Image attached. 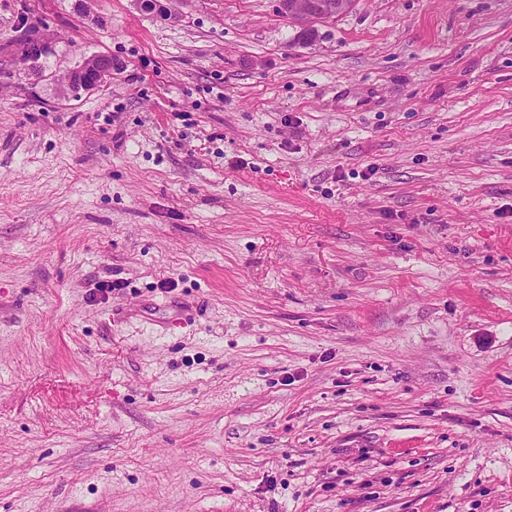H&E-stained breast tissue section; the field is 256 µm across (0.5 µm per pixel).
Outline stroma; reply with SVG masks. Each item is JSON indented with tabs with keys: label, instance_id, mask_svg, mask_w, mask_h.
<instances>
[{
	"label": "stroma",
	"instance_id": "obj_1",
	"mask_svg": "<svg viewBox=\"0 0 512 512\" xmlns=\"http://www.w3.org/2000/svg\"><path fill=\"white\" fill-rule=\"evenodd\" d=\"M170 8L0 0V512H512V0ZM353 0H279V10L302 29L347 12ZM116 69L117 65L111 57L94 56L71 72L69 82L78 85L81 89L90 90L97 87L106 77L111 76L112 70Z\"/></svg>",
	"mask_w": 512,
	"mask_h": 512
}]
</instances>
